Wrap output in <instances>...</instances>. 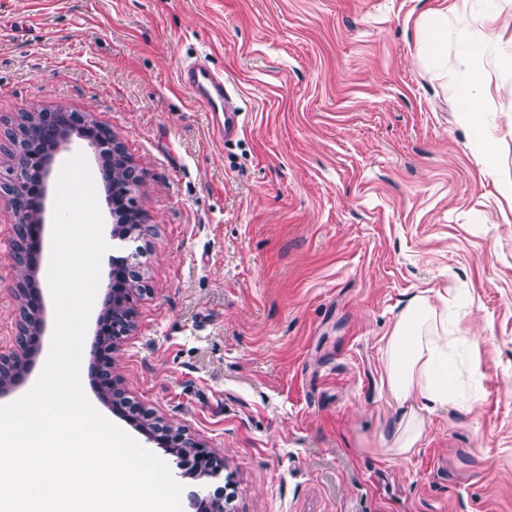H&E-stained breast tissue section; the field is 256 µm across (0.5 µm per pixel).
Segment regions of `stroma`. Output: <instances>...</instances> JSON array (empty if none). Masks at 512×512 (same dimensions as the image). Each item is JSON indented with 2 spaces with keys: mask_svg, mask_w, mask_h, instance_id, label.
<instances>
[{
  "mask_svg": "<svg viewBox=\"0 0 512 512\" xmlns=\"http://www.w3.org/2000/svg\"><path fill=\"white\" fill-rule=\"evenodd\" d=\"M448 15L444 69L424 12ZM490 0H0V132L26 109L92 113L142 171L147 228L114 341L132 402L210 448L219 479L172 468L183 512L232 484L230 512H512V6ZM481 39L493 162L458 121L456 37ZM232 80L243 130L217 138L180 82ZM13 217L0 202V356L15 349ZM447 297L475 371L471 409L426 416L407 459L379 449L382 338L409 297ZM445 15L446 13L440 11H427L421 22L423 54L429 63L438 66L444 37V20H447Z\"/></svg>",
  "mask_w": 512,
  "mask_h": 512,
  "instance_id": "stroma-1",
  "label": "stroma"
}]
</instances>
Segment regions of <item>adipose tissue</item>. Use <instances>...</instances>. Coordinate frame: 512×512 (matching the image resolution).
<instances>
[{"mask_svg": "<svg viewBox=\"0 0 512 512\" xmlns=\"http://www.w3.org/2000/svg\"><path fill=\"white\" fill-rule=\"evenodd\" d=\"M460 89L458 110L472 130V145L485 158H492L494 134L482 121L477 80L471 69L454 74ZM456 342L448 334V306L426 295L412 297L385 340L383 373L385 392L396 418L380 435L384 453L397 459L413 455L423 444L425 413L432 407L453 402L448 384V350Z\"/></svg>", "mask_w": 512, "mask_h": 512, "instance_id": "ef3b65f1", "label": "adipose tissue"}]
</instances>
